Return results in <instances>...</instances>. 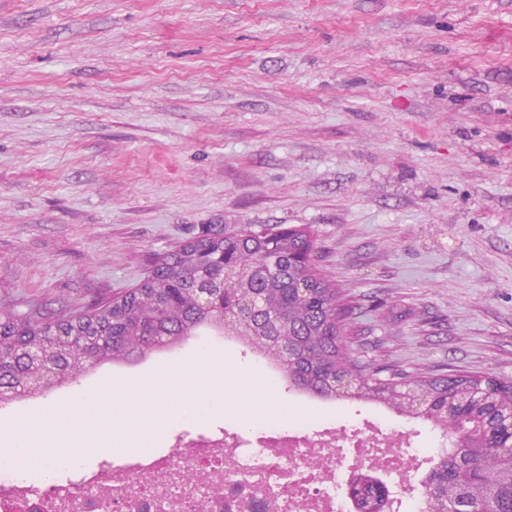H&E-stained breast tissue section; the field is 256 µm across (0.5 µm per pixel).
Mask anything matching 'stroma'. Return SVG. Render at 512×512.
Instances as JSON below:
<instances>
[{
	"label": "stroma",
	"mask_w": 512,
	"mask_h": 512,
	"mask_svg": "<svg viewBox=\"0 0 512 512\" xmlns=\"http://www.w3.org/2000/svg\"><path fill=\"white\" fill-rule=\"evenodd\" d=\"M243 226L311 230L359 360L512 381V0H0V312L92 310ZM268 366L217 331L97 365L36 398L43 444L117 463L275 407L444 436ZM216 369L236 411L203 418L181 395ZM142 377L179 418L122 399Z\"/></svg>",
	"instance_id": "stroma-1"
}]
</instances>
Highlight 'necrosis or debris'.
<instances>
[{
  "label": "necrosis or debris",
  "instance_id": "1",
  "mask_svg": "<svg viewBox=\"0 0 512 512\" xmlns=\"http://www.w3.org/2000/svg\"><path fill=\"white\" fill-rule=\"evenodd\" d=\"M407 436L338 431L333 422L254 439L227 430L122 463L23 475L0 465V512H352L340 477L349 467L404 475L429 450Z\"/></svg>",
  "mask_w": 512,
  "mask_h": 512
}]
</instances>
